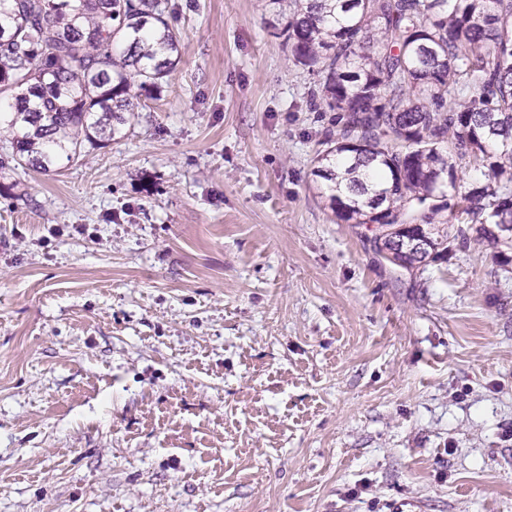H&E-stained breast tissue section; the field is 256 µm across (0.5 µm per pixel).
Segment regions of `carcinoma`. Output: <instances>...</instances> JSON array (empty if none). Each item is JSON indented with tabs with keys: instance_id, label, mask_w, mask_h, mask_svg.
<instances>
[{
	"instance_id": "obj_1",
	"label": "carcinoma",
	"mask_w": 512,
	"mask_h": 512,
	"mask_svg": "<svg viewBox=\"0 0 512 512\" xmlns=\"http://www.w3.org/2000/svg\"><path fill=\"white\" fill-rule=\"evenodd\" d=\"M310 105L339 113L317 157L336 217L376 225L403 268L448 259L438 225L461 212L479 237L512 224V0H268ZM179 36L162 0H0V94H14L0 171L47 170L122 137L135 91L158 92ZM473 89L448 105V94ZM488 183L458 192L456 159Z\"/></svg>"
}]
</instances>
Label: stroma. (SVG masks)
<instances>
[{"label": "stroma", "instance_id": "stroma-1", "mask_svg": "<svg viewBox=\"0 0 512 512\" xmlns=\"http://www.w3.org/2000/svg\"><path fill=\"white\" fill-rule=\"evenodd\" d=\"M124 138L0 180V512H512V248L377 253L262 0H168Z\"/></svg>", "mask_w": 512, "mask_h": 512}]
</instances>
